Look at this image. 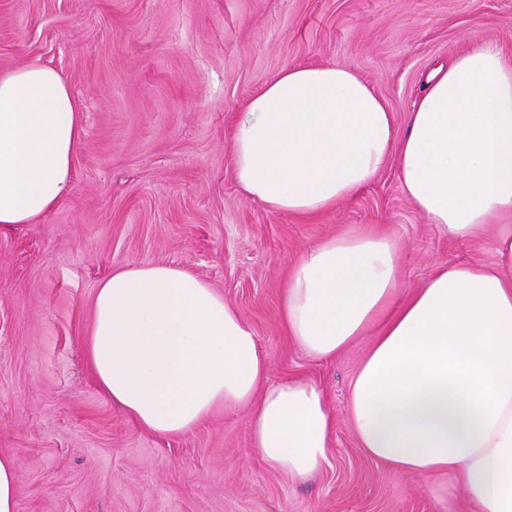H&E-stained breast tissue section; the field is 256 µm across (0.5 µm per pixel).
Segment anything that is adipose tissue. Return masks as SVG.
<instances>
[{
  "label": "adipose tissue",
  "instance_id": "ef3b65f1",
  "mask_svg": "<svg viewBox=\"0 0 512 512\" xmlns=\"http://www.w3.org/2000/svg\"><path fill=\"white\" fill-rule=\"evenodd\" d=\"M82 139L60 71H0V226L38 223L69 196ZM391 163L413 208L449 238L494 225L493 261L406 288L399 243L349 229L289 267L283 325L322 361L372 336L347 403L360 448L396 472L453 480L468 512H512V61L473 38L430 69L402 132L351 68L287 67L233 126V177L274 213L308 218L354 200ZM83 348L101 392L150 432L180 436L247 406L251 451L269 466L306 479L327 457L335 418L320 386L270 382L252 326L188 270H113Z\"/></svg>",
  "mask_w": 512,
  "mask_h": 512
}]
</instances>
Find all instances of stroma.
Segmentation results:
<instances>
[{"label": "stroma", "instance_id": "35a3bbf8", "mask_svg": "<svg viewBox=\"0 0 512 512\" xmlns=\"http://www.w3.org/2000/svg\"><path fill=\"white\" fill-rule=\"evenodd\" d=\"M473 37L512 57V0H0V69L66 77L85 134L74 187L40 223L0 229V453L16 512H463L459 490L369 458L347 414L362 337L330 362L287 338L289 266L324 239L374 227L417 287L440 265L487 264L489 240L426 223L387 166L316 218L266 210L231 175L234 117L284 67L345 65L405 130L431 64ZM172 264L207 280L254 329L277 382H316L336 418L306 480L252 456L251 411L186 434L147 432L97 388L82 339L113 269Z\"/></svg>", "mask_w": 512, "mask_h": 512}]
</instances>
